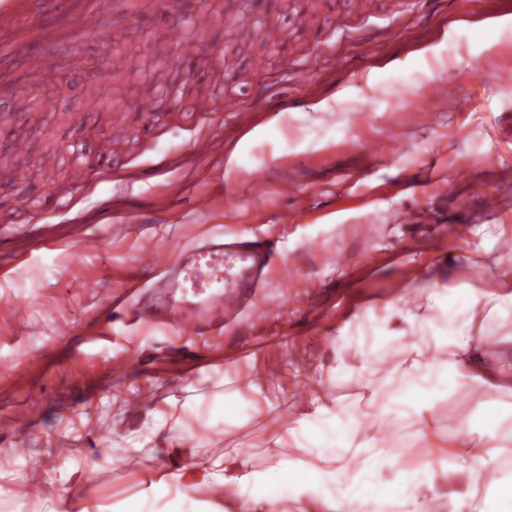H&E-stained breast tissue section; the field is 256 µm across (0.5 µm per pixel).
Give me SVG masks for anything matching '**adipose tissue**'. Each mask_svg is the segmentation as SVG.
Returning <instances> with one entry per match:
<instances>
[{
    "label": "adipose tissue",
    "instance_id": "obj_1",
    "mask_svg": "<svg viewBox=\"0 0 512 512\" xmlns=\"http://www.w3.org/2000/svg\"><path fill=\"white\" fill-rule=\"evenodd\" d=\"M500 285L482 298L437 276L424 304L389 301L371 335L345 337L333 365L319 369L295 426L269 437L266 465L235 451L209 455L193 440L185 465L160 469L112 512H512V473L501 463L512 447V335L496 339L493 359L482 362L475 328L483 315L512 317L511 270ZM371 352L391 361L401 401L362 409L327 398L325 385L362 376ZM467 389L495 398L442 433L435 402ZM440 443L447 463L406 464V449ZM287 446L306 461L282 455ZM220 490L229 494L223 505Z\"/></svg>",
    "mask_w": 512,
    "mask_h": 512
}]
</instances>
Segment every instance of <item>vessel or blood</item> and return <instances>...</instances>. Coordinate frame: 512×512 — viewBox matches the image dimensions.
<instances>
[{
  "mask_svg": "<svg viewBox=\"0 0 512 512\" xmlns=\"http://www.w3.org/2000/svg\"><path fill=\"white\" fill-rule=\"evenodd\" d=\"M99 27L93 0H0V82H11L16 59H25L32 70L41 66L36 42L72 39ZM124 148V130L113 128L110 136L100 140L98 158L112 159ZM276 252L273 240L210 236L203 244H185L177 249L173 265L164 271L162 285L174 292L204 297L230 323L249 309L248 292L260 286ZM164 322L182 336H200L216 328L215 323L203 321L173 300L164 306Z\"/></svg>",
  "mask_w": 512,
  "mask_h": 512,
  "instance_id": "obj_1",
  "label": "vessel or blood"
}]
</instances>
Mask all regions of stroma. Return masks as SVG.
I'll return each mask as SVG.
<instances>
[{"instance_id":"stroma-1","label":"stroma","mask_w":512,"mask_h":512,"mask_svg":"<svg viewBox=\"0 0 512 512\" xmlns=\"http://www.w3.org/2000/svg\"><path fill=\"white\" fill-rule=\"evenodd\" d=\"M248 6L254 30L280 25L293 33L296 56L267 40L236 53L224 0H100L101 19L115 28L137 13L148 17L150 32L135 44L123 89L150 82L157 35L165 36L168 55L188 59L173 24L201 10L212 20L211 57L229 58L230 80L207 78L116 112L104 100L115 74L107 49L82 35L71 60L41 45L42 67L18 65L16 83L0 90V135L38 173L19 191H0V266L11 269L0 277V506L8 512H48L47 498L24 492L29 474L105 507L161 468L181 466L185 458L163 426L175 410L208 454L235 449L264 465L268 437L294 424L333 345L373 324L395 284L408 286L409 302L422 301L440 266L447 283L487 295L512 268V252L500 248L479 264L468 257L478 228L504 231L512 242V28L490 53L470 37L473 26L512 15V0ZM395 23L405 31L397 45L384 37ZM314 31L320 43L310 42ZM428 47L437 57L400 69ZM438 81L454 86L446 100L431 94ZM263 85L296 107L268 111L257 93ZM227 99L239 110L215 111ZM323 101L329 110H318ZM81 119L104 134L116 122L126 127L127 151L113 158L112 177L96 175L98 142L80 135ZM213 134L224 137L223 157L205 153ZM249 134L245 165L230 162ZM50 148L59 160L45 169ZM159 155L178 163L154 171ZM285 176L295 196L280 197ZM200 193L211 195L208 209L191 207ZM489 194L497 212L484 206ZM129 208L148 212L149 222L124 223ZM237 231L279 242L258 312L186 344L132 314L104 321L107 299L146 281L144 250L164 267L178 245ZM125 356L127 369L114 371L113 358ZM20 370L26 381L17 380ZM389 370L373 363L371 373L331 384L328 395L389 402ZM267 375L280 378L282 394L260 417L231 424L197 406L198 397L226 393L250 403ZM135 389L148 393V403L129 405ZM490 398L476 390L451 394L435 402L432 417L445 430Z\"/></svg>"}]
</instances>
